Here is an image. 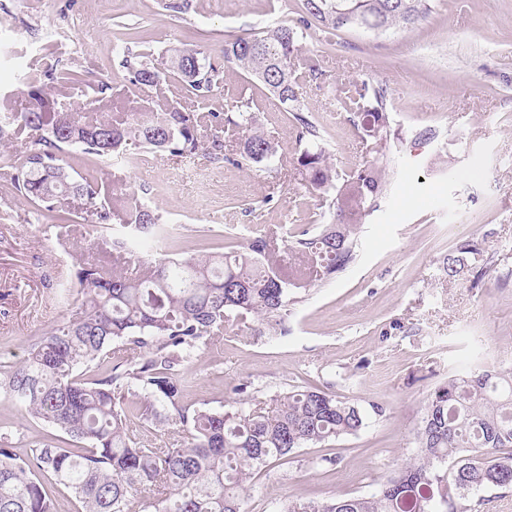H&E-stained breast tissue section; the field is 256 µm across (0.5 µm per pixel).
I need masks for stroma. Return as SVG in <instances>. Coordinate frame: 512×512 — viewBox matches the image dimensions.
<instances>
[{
  "instance_id": "1",
  "label": "stroma",
  "mask_w": 512,
  "mask_h": 512,
  "mask_svg": "<svg viewBox=\"0 0 512 512\" xmlns=\"http://www.w3.org/2000/svg\"><path fill=\"white\" fill-rule=\"evenodd\" d=\"M0 0V103L29 104L27 88L3 55L24 51L25 66L84 73L96 111L122 119L149 105L132 95L117 53L127 32L132 52L169 48L217 57L230 35L299 26L300 0ZM304 54L318 68L299 100L316 143L337 171L372 160L371 140L341 103L345 85L385 84L391 109V183L363 218L355 261L300 293L283 326L231 331L194 352L185 400L218 408L234 388L271 406L276 396L316 386L358 405L367 426L329 444L296 450L256 473L244 512H276L285 500H327L368 493L412 461L428 394L462 357L484 368L512 367V0H434L412 28L377 36L305 29ZM105 93H98L100 82ZM260 102L257 123L277 147L266 168L236 163L237 133L224 134L227 162L176 159L144 148L117 161L64 156L78 172L93 169L102 191L137 193L162 214L174 237H206L227 247L260 232L323 223L322 200L299 180L303 147L292 112L235 66L223 69L209 100L217 112L239 97ZM433 130L431 139L420 132ZM24 133L0 147V366L20 363L37 336L72 319L82 302L76 271L108 262L102 240L119 230L83 223L73 198L68 222L52 225L6 180ZM479 244L486 272L448 277L443 259L461 243ZM335 456L318 466L320 456Z\"/></svg>"
}]
</instances>
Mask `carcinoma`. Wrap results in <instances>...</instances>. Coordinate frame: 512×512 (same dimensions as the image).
Segmentation results:
<instances>
[{
  "label": "carcinoma",
  "mask_w": 512,
  "mask_h": 512,
  "mask_svg": "<svg viewBox=\"0 0 512 512\" xmlns=\"http://www.w3.org/2000/svg\"><path fill=\"white\" fill-rule=\"evenodd\" d=\"M432 11V0H303L300 23L325 30L387 33L411 28ZM126 81L135 92L177 77L198 102L209 98L221 69L234 64L257 78L278 101L297 113L299 138L317 137L301 111L297 89L318 68L302 55L297 32L269 26L224 42L222 60L205 62L201 52L174 49L159 68L149 54L122 49ZM47 74H24L31 107L0 112L3 128L33 133L32 148L15 161L11 181L50 218L75 194L85 200L84 220L112 221V200L101 194L96 176L62 164L66 153L120 157L138 144L152 152L213 162L227 159L220 130L245 134L242 160L267 166L276 147L253 124L254 98L224 115L167 106L135 112L111 122L79 103L49 112L42 87ZM58 83L72 90L87 85L77 70L60 72ZM352 124L373 139L372 151L390 150L391 116L386 88L363 81L343 90ZM302 185L310 192H335L331 222L310 237L298 230L278 239L254 236L226 251L209 242L208 253L162 256L145 265L143 241L172 247L162 216L133 194L123 198L125 219L112 238L122 262L82 266L76 276L85 300L69 322L33 341L27 357L0 371V396L18 404L35 422L52 426L70 441H24L0 427V512H55L60 487L80 512H243L253 471L297 448L355 435L365 415L352 403L321 388L292 390L266 408L245 399L229 408H190L184 401L181 366L192 353L240 331L284 320L296 290L329 279L356 258L357 226L388 183L385 164L373 160L341 175L321 149L297 158ZM285 245L297 255L286 266L272 258ZM482 251L464 243L446 255L443 270L455 277ZM140 350L139 361L111 360L112 346ZM160 404L167 441L150 446L142 429L150 407ZM418 452L394 477L371 493L329 500L289 501L279 512H477L488 488L512 486V368L463 371L437 385L427 397L416 435Z\"/></svg>",
  "instance_id": "carcinoma-1"
}]
</instances>
